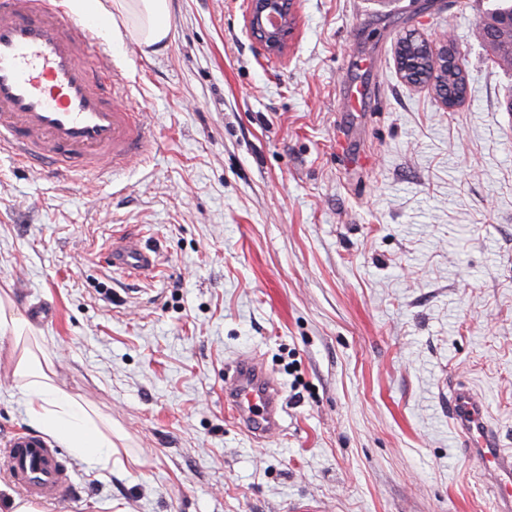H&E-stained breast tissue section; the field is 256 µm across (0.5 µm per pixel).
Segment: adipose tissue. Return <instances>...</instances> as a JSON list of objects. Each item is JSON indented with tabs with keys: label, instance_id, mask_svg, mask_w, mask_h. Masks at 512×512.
Wrapping results in <instances>:
<instances>
[{
	"label": "adipose tissue",
	"instance_id": "ef3b65f1",
	"mask_svg": "<svg viewBox=\"0 0 512 512\" xmlns=\"http://www.w3.org/2000/svg\"><path fill=\"white\" fill-rule=\"evenodd\" d=\"M70 6L85 20L101 21L105 35L124 31L145 47L170 34V0H70ZM14 373L30 425L89 466L111 468L119 453L111 426L56 384L50 361L26 348L17 356Z\"/></svg>",
	"mask_w": 512,
	"mask_h": 512
}]
</instances>
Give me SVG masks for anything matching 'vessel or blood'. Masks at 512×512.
Wrapping results in <instances>:
<instances>
[{
  "label": "vessel or blood",
  "mask_w": 512,
  "mask_h": 512,
  "mask_svg": "<svg viewBox=\"0 0 512 512\" xmlns=\"http://www.w3.org/2000/svg\"><path fill=\"white\" fill-rule=\"evenodd\" d=\"M116 70L98 52V31L79 28L62 0H0V150L53 172L126 165L142 155L153 130L142 113L121 106ZM110 267L130 274L155 271L156 256L139 239H114ZM224 404L251 435L282 431L285 405L255 359L244 358L224 388ZM448 419L466 457L491 481L497 512H512V452L502 448L482 400L464 386L448 397ZM0 474L23 495L66 499L71 480L55 448L16 433L0 449Z\"/></svg>",
  "instance_id": "vessel-or-blood-1"
}]
</instances>
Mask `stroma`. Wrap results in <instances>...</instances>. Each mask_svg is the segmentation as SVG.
Returning a JSON list of instances; mask_svg holds the SVG:
<instances>
[{"label":"stroma","instance_id":"35a3bbf8","mask_svg":"<svg viewBox=\"0 0 512 512\" xmlns=\"http://www.w3.org/2000/svg\"><path fill=\"white\" fill-rule=\"evenodd\" d=\"M495 0H296L285 52L248 0H171L167 42L100 37L156 139L119 171L0 151V289L127 469L63 453L48 512H496L448 421L468 385L512 451V94L477 38ZM449 37L448 110L405 82L409 32ZM153 250L113 270V238ZM0 337V443L28 430ZM263 363L283 430L252 438L224 369ZM107 262L116 270L134 275L153 272L158 267L155 253L153 256L139 239L133 237L113 239L108 249Z\"/></svg>","mask_w":512,"mask_h":512}]
</instances>
